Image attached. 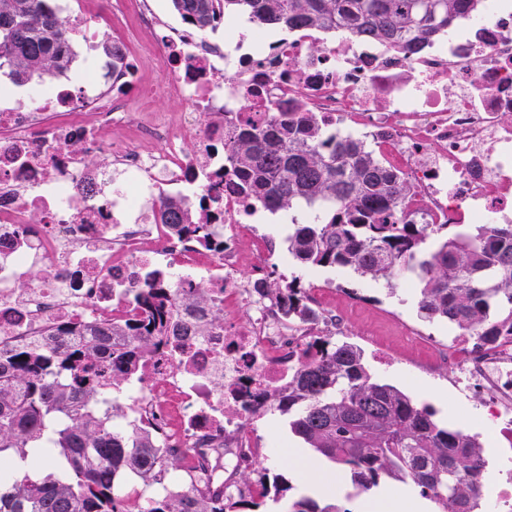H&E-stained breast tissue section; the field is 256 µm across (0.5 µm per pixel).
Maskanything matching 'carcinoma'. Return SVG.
<instances>
[{"instance_id": "carcinoma-1", "label": "carcinoma", "mask_w": 512, "mask_h": 512, "mask_svg": "<svg viewBox=\"0 0 512 512\" xmlns=\"http://www.w3.org/2000/svg\"><path fill=\"white\" fill-rule=\"evenodd\" d=\"M49 0H0V70L15 83L44 84L69 70L76 54L68 28ZM174 10L199 28L219 14L240 10L264 27H340L383 43L427 42L481 0H172ZM233 178L226 186L271 212L317 207L316 223L292 219L286 251L308 267L348 268L394 287L409 281L418 312L444 322L477 347L494 350L512 341V224L463 225L443 236L446 224L406 220L410 189L384 167L365 143L342 139L311 119L279 112L266 129H245L228 147ZM167 223L199 243L207 225L188 222L177 200L164 202ZM264 293L290 320L310 314L301 281L267 279ZM142 317L102 331L127 336L142 353L173 333V306L162 284L139 298ZM273 395L293 415L292 433L335 463L340 474L330 501L302 495L283 512H350L345 498L379 486L405 485L431 500L436 512H480L486 501L487 461L479 439L443 426L428 405L375 377L357 345L329 339ZM101 347L85 342L62 351L31 346L0 353V453L13 451L35 470L56 462L39 480H0V512H122V477L151 487L179 459L158 454L157 436L128 425L111 431L95 403L101 393L93 369ZM134 364L119 355L110 377L117 386ZM250 501L200 491L182 498L156 496L148 512H246Z\"/></svg>"}]
</instances>
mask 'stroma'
Wrapping results in <instances>:
<instances>
[{"label":"stroma","mask_w":512,"mask_h":512,"mask_svg":"<svg viewBox=\"0 0 512 512\" xmlns=\"http://www.w3.org/2000/svg\"><path fill=\"white\" fill-rule=\"evenodd\" d=\"M275 270L289 280L300 278L306 288L328 289L327 305L343 308L346 315L336 340L360 346L373 372L408 391L419 403L432 406L442 424L478 436L489 462V476L512 463V453L507 452L489 415L487 397L458 384L447 368L435 363L436 349L449 340L448 326L422 320L415 294L389 289L384 281L361 278L346 268L320 267L309 275L292 262L276 265ZM258 432L263 445L275 440L279 446L256 466L251 485L263 482L265 474H279L291 485L289 497L315 494L317 472H303L292 463L297 448L303 459L315 460L317 471L333 472L332 464L316 458L304 441L290 432L287 416L267 414L259 421Z\"/></svg>","instance_id":"35a3bbf8"}]
</instances>
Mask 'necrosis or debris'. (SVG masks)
Returning a JSON list of instances; mask_svg holds the SVG:
<instances>
[{
	"label": "necrosis or debris",
	"mask_w": 512,
	"mask_h": 512,
	"mask_svg": "<svg viewBox=\"0 0 512 512\" xmlns=\"http://www.w3.org/2000/svg\"><path fill=\"white\" fill-rule=\"evenodd\" d=\"M165 78L166 92L189 104L178 119L144 118L132 101L144 83L134 48L111 15L91 19L70 0L69 32L95 61L77 89L60 85L27 99L0 92V351L36 344L68 347L60 327L97 331L140 313L145 275L165 270L164 289L183 334L138 358L126 386L109 387L111 353L130 351L110 336L100 358L108 417L154 428L164 454L183 455L202 487L240 494L237 473L262 455L254 422L304 361L311 344L342 324L312 296L310 319L289 323L260 286L271 260L259 247L253 276L234 241L255 236L250 200L224 190L226 145L236 132L267 125L282 110L321 125L358 131L410 187L417 224L512 223V0H483L466 25L451 24L421 47L362 40L304 27L276 40L238 34L217 18L208 29L127 0ZM105 43L119 46L113 65ZM195 130L192 148L181 130ZM110 169H91L72 150H88L113 131ZM180 200L222 244L210 250L164 222V199ZM40 223H32V214ZM204 279L205 307L182 303ZM248 309L246 324L213 325L228 308ZM442 358L458 382L484 386L489 412L512 445V344L478 351L449 344Z\"/></svg>",
	"instance_id": "4bbe7bcc"
}]
</instances>
